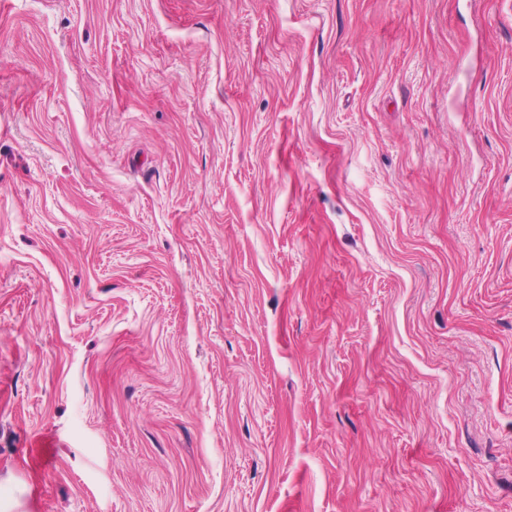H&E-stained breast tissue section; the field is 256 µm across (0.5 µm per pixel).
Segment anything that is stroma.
I'll return each mask as SVG.
<instances>
[{"instance_id":"obj_1","label":"stroma","mask_w":512,"mask_h":512,"mask_svg":"<svg viewBox=\"0 0 512 512\" xmlns=\"http://www.w3.org/2000/svg\"><path fill=\"white\" fill-rule=\"evenodd\" d=\"M512 512V0H0V501Z\"/></svg>"}]
</instances>
